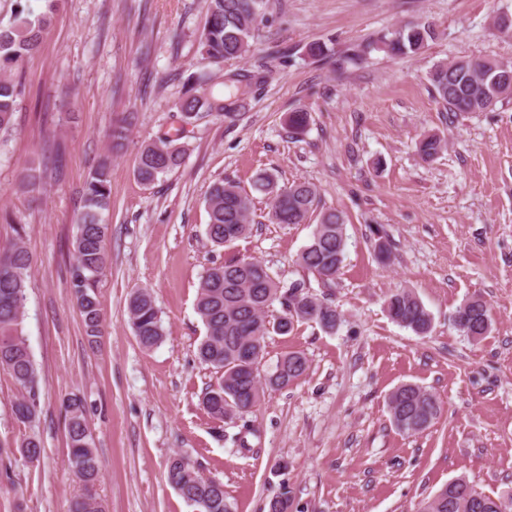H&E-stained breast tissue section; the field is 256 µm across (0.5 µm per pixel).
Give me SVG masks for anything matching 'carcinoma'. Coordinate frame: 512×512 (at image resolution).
Returning <instances> with one entry per match:
<instances>
[{
	"label": "carcinoma",
	"instance_id": "carcinoma-1",
	"mask_svg": "<svg viewBox=\"0 0 512 512\" xmlns=\"http://www.w3.org/2000/svg\"><path fill=\"white\" fill-rule=\"evenodd\" d=\"M39 13L30 5L17 4L14 18L0 27V129L13 120L18 102L25 96L19 77L23 62L35 54L44 32L51 25L56 0H44ZM266 0H205V23L201 45L206 59L222 62L247 55L252 47ZM491 28L512 36V14L497 10L491 16ZM435 38L428 22L405 25L354 50L334 58L325 44L313 42L308 54L341 70L344 64L361 61L374 49L391 57H403L425 48ZM262 79L258 74L234 73L220 83L206 72L188 77L175 102L182 120L194 124L210 116L231 117L245 105L248 87ZM439 107L454 118L469 112H493L498 103L512 98V61L475 57L453 58L433 65L428 73ZM309 122V113L296 108L288 113L289 133L299 135ZM447 146L438 133L423 136L418 151L424 160L436 158ZM187 154L185 144L168 136L144 144L138 154L135 174L150 185L159 177L179 169ZM255 190L268 196L270 220L275 224H305L316 218L309 243L299 255V263L324 282L333 280L346 256L347 218L336 209L319 208L315 188L306 181L279 185L266 172L256 175ZM111 204L107 165L102 163L87 181L76 217L75 262L70 273V288L81 314L85 333L94 343L101 336L102 316L96 283L108 263L104 212ZM209 223L207 235L217 246L224 245V233L231 230L235 241L251 231L249 215L252 198L239 185L218 180L208 191ZM16 238L0 246V369L7 372L20 395L12 406L18 422L28 424L39 412V394L35 389L36 367L24 333V313L31 257L23 243L24 229L15 230ZM281 305L279 316L268 319V309ZM388 317L413 332L426 336L431 332L432 314L415 293L403 290L385 301ZM130 322L139 344L151 349L162 343L164 330L151 293L137 290L128 302ZM196 312L205 326L198 346L200 363L219 374L216 382L203 392L201 404L211 418L224 421L241 417L255 407L265 391L282 388L303 376L308 359L292 352L277 363L275 371L261 376L258 364L263 355L265 337L270 333L286 336L295 326L315 322L326 331L334 330L340 320L336 307L309 292L300 280L284 283L267 266L254 260H230L208 268L201 278ZM486 302L473 297L460 306L454 325L467 337L482 339L491 331ZM66 416L69 463L74 475L85 485L94 483L99 460L87 427L88 403L72 395L63 402ZM388 410L395 429L414 435L430 428L441 415L438 398L416 383L396 387L388 399ZM14 452L30 459L41 452V441L26 435L15 445L0 444V457ZM167 480L180 496L200 512H234L224 494V485L205 478L187 458L175 455L168 464ZM292 499L288 487L273 497L268 512H288ZM70 512H103L102 504L90 495L71 502ZM419 512H512V490L496 497L485 494L464 478L445 485L426 499Z\"/></svg>",
	"mask_w": 512,
	"mask_h": 512
}]
</instances>
